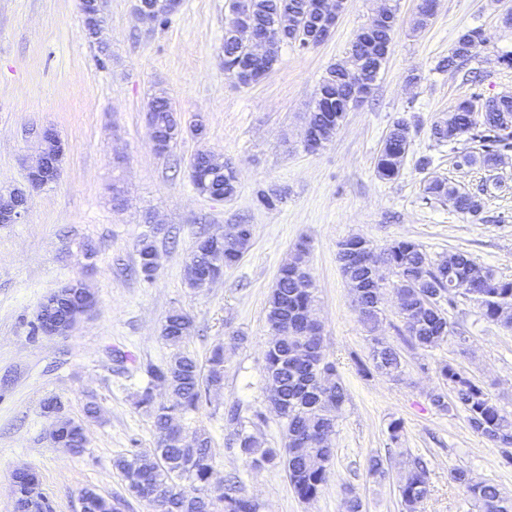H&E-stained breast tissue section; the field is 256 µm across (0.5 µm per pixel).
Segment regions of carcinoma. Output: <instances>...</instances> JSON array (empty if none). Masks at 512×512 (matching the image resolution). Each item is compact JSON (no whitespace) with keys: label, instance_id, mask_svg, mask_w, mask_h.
<instances>
[{"label":"carcinoma","instance_id":"carcinoma-1","mask_svg":"<svg viewBox=\"0 0 512 512\" xmlns=\"http://www.w3.org/2000/svg\"><path fill=\"white\" fill-rule=\"evenodd\" d=\"M322 0H229L228 14L236 17L224 26V70L239 84L257 83L274 67L284 43L316 42L324 31ZM279 31L270 43L267 56L257 66L249 58L251 40L269 26ZM395 24L367 22L351 44L349 57L358 62L360 73L376 79L389 48ZM457 40L459 49L438 63V69H456L485 46L482 30L462 31ZM354 74L343 63L331 65L323 77L313 109L306 118L308 132L315 138L329 140L336 129L332 126L335 113L343 112L354 102ZM512 113V101H493V111L475 120L464 103L458 104L450 123H437L431 135L438 143H451L464 137L480 143L481 151L467 152L465 166L494 167L503 149L512 147V138L498 131L499 113ZM149 113L161 135V152H167L177 141L171 134L181 128L168 97L159 95L150 101ZM409 126L405 118L390 126L383 147L375 160V171L383 180L400 176L409 149ZM194 185L208 196L232 198L237 189L238 171L228 162L215 159L199 150L191 160ZM457 187L445 180L434 179L425 187L427 197L446 198ZM480 193L466 192L461 199L460 213L476 216L483 211ZM248 240L235 246L202 237L194 255L201 262L219 258L223 266L231 267L240 259L253 238V225H246ZM141 272L149 277L154 271L152 257L155 248L144 240L138 250ZM374 252L366 239L351 236L338 243L337 259L350 284L353 301L362 324L374 331L380 321L381 279L373 276L371 259ZM308 251L299 244L291 258L280 269L271 290L267 323L272 341L265 354L264 375L268 386L278 388L286 406L277 415L283 421L284 447L267 448L264 441L246 430L239 409L230 407L224 421L230 430L227 449L235 450L250 469L281 465L288 474L298 497L306 502L316 499L327 484L335 449L331 436L336 414L347 400L344 386L335 382L324 385L317 378V369L325 360L321 326L308 319L314 302L313 282L308 271ZM396 277V292L400 295L403 335L416 348L423 350L440 346L450 336H459L448 321L443 304L454 305L458 296L475 301L483 315L512 328V312H501L502 305L512 304V280L500 277L491 267L473 275L476 263L462 251H450L431 258L417 243L394 240L380 253ZM193 327L191 317L180 310L170 312L162 325V336L176 349L164 364L154 365L148 373L152 381L168 387L173 403L155 401L152 387H145L136 397L134 406L151 413L157 436V447L150 451L131 450L117 458L113 466L125 481L127 492L147 503L153 512H215V503H222V512H259L255 500L241 495L234 481L213 482L215 448L204 430L195 432L191 443H167V419L171 413L183 415L199 408L212 390L224 385V346H216L208 358L207 373L194 355L181 349ZM365 376L375 371L394 382L404 381L399 352L374 336L371 339L369 363H358ZM442 385L428 394L432 405L441 412L461 410L470 428L497 448L502 449L504 464L512 465V417L502 413L493 398L470 375L451 364L438 368ZM85 429L73 422L62 428L58 440L63 447L83 448ZM452 480L464 494L474 500L480 512H512V500L503 498L496 486L473 483L465 471L455 469ZM403 512H421L429 493L428 470L415 459L398 484ZM88 512H115L118 497H105L93 487L84 488Z\"/></svg>","mask_w":512,"mask_h":512}]
</instances>
